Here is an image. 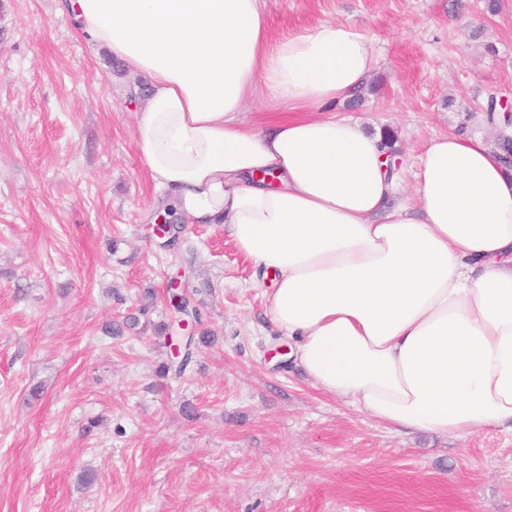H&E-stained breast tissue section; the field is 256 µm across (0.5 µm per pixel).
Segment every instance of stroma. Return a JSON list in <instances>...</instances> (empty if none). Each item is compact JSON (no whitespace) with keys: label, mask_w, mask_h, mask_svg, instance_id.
<instances>
[{"label":"stroma","mask_w":512,"mask_h":512,"mask_svg":"<svg viewBox=\"0 0 512 512\" xmlns=\"http://www.w3.org/2000/svg\"><path fill=\"white\" fill-rule=\"evenodd\" d=\"M265 0L268 39L324 21L381 64L337 108L393 133L405 184L439 134L493 142L512 0ZM149 85L57 0H0V512H512V433L395 432L316 388L220 224L168 248L135 145ZM179 280L214 333L182 377ZM138 314L115 337L112 322Z\"/></svg>","instance_id":"35a3bbf8"}]
</instances>
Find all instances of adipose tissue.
Instances as JSON below:
<instances>
[{"mask_svg": "<svg viewBox=\"0 0 512 512\" xmlns=\"http://www.w3.org/2000/svg\"><path fill=\"white\" fill-rule=\"evenodd\" d=\"M265 0H59L150 83L136 145L155 186L276 274L272 325L322 392L395 430L512 431V169L439 135L412 191L380 133L337 116L380 59L323 22L269 45ZM265 92L283 114L255 125Z\"/></svg>", "mask_w": 512, "mask_h": 512, "instance_id": "ef3b65f1", "label": "adipose tissue"}]
</instances>
